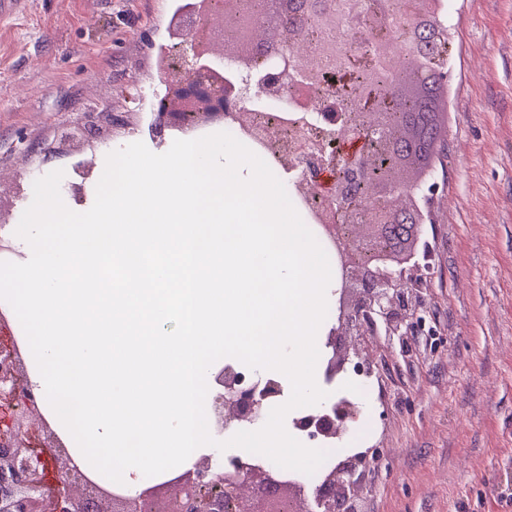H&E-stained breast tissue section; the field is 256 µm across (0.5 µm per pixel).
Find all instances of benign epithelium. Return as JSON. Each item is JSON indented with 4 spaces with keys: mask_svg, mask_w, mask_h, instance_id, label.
<instances>
[{
    "mask_svg": "<svg viewBox=\"0 0 512 512\" xmlns=\"http://www.w3.org/2000/svg\"><path fill=\"white\" fill-rule=\"evenodd\" d=\"M298 0H196L189 14L173 21L171 43L163 51L166 92L154 104L153 136L167 130L190 133L197 128L238 122L246 135L289 175L294 196L310 201L321 195L316 210L318 232L334 248L333 291L336 322L324 341L323 382L331 385L351 370L374 374L372 348L364 337L383 330L387 336L405 338L422 322V281L427 279L412 255L397 257L393 242L402 224H423V213L403 205V194L418 197L423 181H398L387 177L391 151L403 144L392 142L393 129L410 120L409 114L390 111L338 112L332 105L311 111L308 92L320 87L331 98L336 91L327 83L323 65H312L298 49L303 31L290 25ZM313 26L319 31L354 24L366 31L380 28L388 13L396 14V29L403 33V50L421 65L416 81L427 87L446 84L448 28L440 20V0H345L336 9L332 0H308ZM319 55L330 73L346 70L348 55L335 43L324 41ZM229 62L237 77L224 79L217 66ZM406 61L383 64L381 71H365L350 96L372 101L378 91H398L406 79ZM291 90L290 105L297 109L294 135L283 140L275 132L277 121L262 123L257 111L265 99L279 98ZM98 117L85 116L58 133L53 151L82 149ZM218 392L207 402L217 433L241 425H260L271 402L282 395L281 383L254 374L244 383L242 374L226 364L213 376ZM0 394L20 401L9 430L0 435V512H104L110 498L119 509L112 512H159L157 486L108 492L75 465L71 450L58 436L40 454L22 436L30 413L38 408L41 393L23 371L17 353L0 355ZM365 409L354 397L324 401L313 412L292 421V427L312 444L336 443L352 436ZM65 458L62 479L49 488L45 456ZM383 464L378 448L347 450L330 464L321 465L317 482L251 454L224 468L215 453L202 454L186 471L166 480L178 486L166 512H363L365 472ZM82 487L81 495L73 486Z\"/></svg>",
    "mask_w": 512,
    "mask_h": 512,
    "instance_id": "benign-epithelium-1",
    "label": "benign epithelium"
}]
</instances>
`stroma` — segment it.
I'll return each instance as SVG.
<instances>
[{"instance_id":"1","label":"stroma","mask_w":512,"mask_h":512,"mask_svg":"<svg viewBox=\"0 0 512 512\" xmlns=\"http://www.w3.org/2000/svg\"><path fill=\"white\" fill-rule=\"evenodd\" d=\"M448 27L455 114L423 203L419 250L432 275L425 321L407 342L371 337L387 369L354 395L367 407L354 447L389 455L369 474L365 512H512V0H452ZM180 0H28L0 24V227L19 223L36 179L63 170L60 193L87 211L98 160L153 137L151 103L164 90L157 56ZM115 114L108 138L48 156L60 128L83 113ZM82 166L90 189L70 190Z\"/></svg>"}]
</instances>
